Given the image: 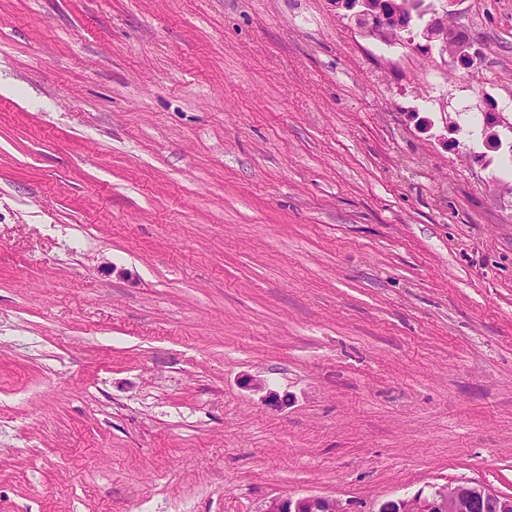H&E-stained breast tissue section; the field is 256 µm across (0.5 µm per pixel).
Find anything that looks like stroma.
<instances>
[{"label": "stroma", "instance_id": "obj_1", "mask_svg": "<svg viewBox=\"0 0 512 512\" xmlns=\"http://www.w3.org/2000/svg\"><path fill=\"white\" fill-rule=\"evenodd\" d=\"M432 2L480 64L336 0H0V512L512 495V0Z\"/></svg>", "mask_w": 512, "mask_h": 512}]
</instances>
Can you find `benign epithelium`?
<instances>
[{
    "mask_svg": "<svg viewBox=\"0 0 512 512\" xmlns=\"http://www.w3.org/2000/svg\"><path fill=\"white\" fill-rule=\"evenodd\" d=\"M360 22H371V31L391 38L411 29L413 21L423 23L418 35L436 42L453 63L472 67L482 52L474 42L457 36L448 23V11H437L426 0H338ZM261 512H349L337 499L309 495L293 499L273 498ZM375 512H512V496L472 481L435 486L431 492L390 499L378 504Z\"/></svg>",
    "mask_w": 512,
    "mask_h": 512,
    "instance_id": "1",
    "label": "benign epithelium"
}]
</instances>
